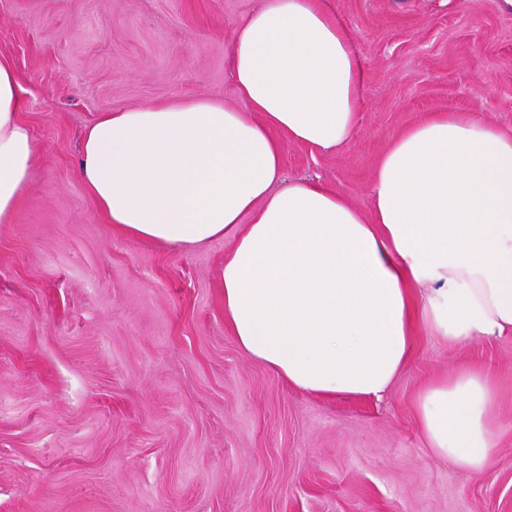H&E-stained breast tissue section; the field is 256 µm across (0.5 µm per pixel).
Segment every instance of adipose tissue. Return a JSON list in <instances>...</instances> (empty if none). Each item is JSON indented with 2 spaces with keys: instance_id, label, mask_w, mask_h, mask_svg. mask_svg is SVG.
<instances>
[{
  "instance_id": "obj_1",
  "label": "adipose tissue",
  "mask_w": 512,
  "mask_h": 512,
  "mask_svg": "<svg viewBox=\"0 0 512 512\" xmlns=\"http://www.w3.org/2000/svg\"><path fill=\"white\" fill-rule=\"evenodd\" d=\"M235 95L99 113L79 176L128 238L195 249L232 238L224 321L240 349L322 396L381 397L416 330L512 333V134L437 112L379 157L370 206L284 184L281 141L333 152L354 133L362 65L327 0H267L235 31ZM15 72L0 64V224L37 158ZM497 385L460 368L416 405L433 452L478 472L499 448Z\"/></svg>"
}]
</instances>
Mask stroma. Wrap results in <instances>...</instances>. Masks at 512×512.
Instances as JSON below:
<instances>
[{
    "mask_svg": "<svg viewBox=\"0 0 512 512\" xmlns=\"http://www.w3.org/2000/svg\"><path fill=\"white\" fill-rule=\"evenodd\" d=\"M266 0H0L37 160L0 228V512H512V334L418 333L382 397H321L247 357L224 324L231 239L123 237L82 185L98 113L209 97L238 111L230 48ZM362 62L333 152L291 140L286 180L366 208L408 125L473 112L512 131V12L499 0H329ZM463 366L500 388V448L438 459L419 391Z\"/></svg>",
    "mask_w": 512,
    "mask_h": 512,
    "instance_id": "obj_1",
    "label": "stroma"
}]
</instances>
